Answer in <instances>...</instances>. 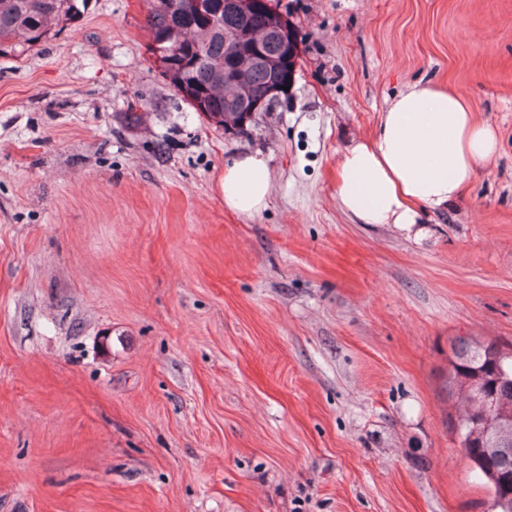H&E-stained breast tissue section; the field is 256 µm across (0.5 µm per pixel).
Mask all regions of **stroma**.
<instances>
[{"label": "stroma", "mask_w": 512, "mask_h": 512, "mask_svg": "<svg viewBox=\"0 0 512 512\" xmlns=\"http://www.w3.org/2000/svg\"><path fill=\"white\" fill-rule=\"evenodd\" d=\"M278 7L295 82L235 135L153 68L146 0L0 56V512H492L445 377L456 337L512 347V0ZM417 83L498 153L359 223L339 157ZM256 151L244 217L224 167ZM271 189L270 171L261 155H246L224 167V203L250 217L265 208Z\"/></svg>", "instance_id": "obj_1"}]
</instances>
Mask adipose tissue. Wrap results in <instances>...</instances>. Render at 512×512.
<instances>
[{"mask_svg":"<svg viewBox=\"0 0 512 512\" xmlns=\"http://www.w3.org/2000/svg\"><path fill=\"white\" fill-rule=\"evenodd\" d=\"M497 152L493 127L475 120L459 95L433 85L400 94L383 112L379 131L358 141L339 161L336 195L363 224H414L418 209L454 200L477 161ZM268 164L246 155L224 169V203L250 217L265 208Z\"/></svg>","mask_w":512,"mask_h":512,"instance_id":"ef3b65f1","label":"adipose tissue"}]
</instances>
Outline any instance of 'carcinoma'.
<instances>
[{
    "label": "carcinoma",
    "instance_id": "carcinoma-1",
    "mask_svg": "<svg viewBox=\"0 0 512 512\" xmlns=\"http://www.w3.org/2000/svg\"><path fill=\"white\" fill-rule=\"evenodd\" d=\"M148 51L159 75L192 111L227 130L242 124L239 101L257 100L294 76L302 36L274 0H240L241 10L216 13L212 0H146ZM87 0H0V55L23 54L56 36L81 15ZM281 30L279 40L259 46L243 41L239 52L224 47V29L245 31L261 24ZM259 52L265 65L238 70V60ZM237 79L239 93L224 95V77ZM448 391L464 398L461 413L448 417L460 426L470 451L466 459L490 491L512 487V351L493 340L459 336L448 355ZM502 366L506 376L492 371ZM494 404V428L476 423L483 399Z\"/></svg>",
    "mask_w": 512,
    "mask_h": 512
}]
</instances>
